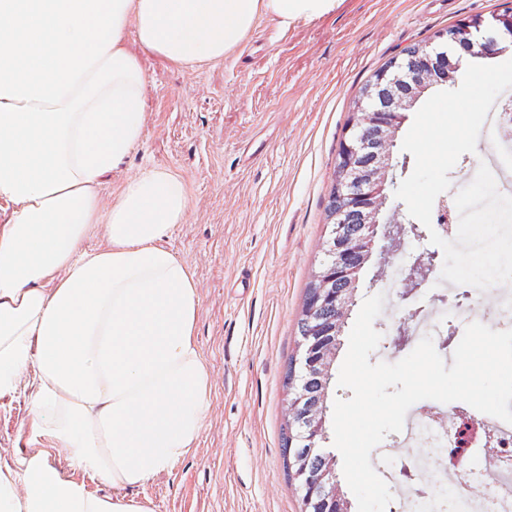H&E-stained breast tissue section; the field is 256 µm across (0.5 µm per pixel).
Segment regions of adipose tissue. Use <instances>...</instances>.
<instances>
[{
    "instance_id": "adipose-tissue-1",
    "label": "adipose tissue",
    "mask_w": 512,
    "mask_h": 512,
    "mask_svg": "<svg viewBox=\"0 0 512 512\" xmlns=\"http://www.w3.org/2000/svg\"><path fill=\"white\" fill-rule=\"evenodd\" d=\"M336 3L0 0V410L29 408L0 512H153L131 490L171 474L205 427L198 287L163 243L186 185L147 170L101 194L145 132L141 53L198 67L260 18L285 31Z\"/></svg>"
}]
</instances>
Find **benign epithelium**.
<instances>
[{"label": "benign epithelium", "mask_w": 512, "mask_h": 512, "mask_svg": "<svg viewBox=\"0 0 512 512\" xmlns=\"http://www.w3.org/2000/svg\"><path fill=\"white\" fill-rule=\"evenodd\" d=\"M488 29H495L512 40V12L494 14L489 19L475 16L461 21L450 32L437 35L436 45L454 42L464 46L471 57L492 58L503 48L495 40L483 36ZM426 55L429 62L424 69L415 66L400 69L394 62L378 72L374 81L360 91L354 104L337 167V188L342 205L333 215L336 227L333 228L332 244L336 261L315 273L318 285L307 300L306 312L315 318V325L310 336L298 346L297 362L304 372L327 370L335 356L337 338L353 299L333 294L330 285L339 277L358 283L363 262L372 253L379 215L388 199L386 184L392 167L395 132L402 113L414 107L421 95L434 84L436 74H441L447 83L453 79V72L461 68L460 58H442L433 49L426 51ZM351 208L364 218L361 226L364 233L354 244L342 232ZM330 300L336 304L334 324L315 317L318 305ZM304 399L300 390H290L288 413L302 420L299 435L308 450L320 453L321 442L326 439L325 418L303 413ZM294 479L304 492L302 512H349L350 502L337 488L334 465L315 471L299 460Z\"/></svg>", "instance_id": "1"}]
</instances>
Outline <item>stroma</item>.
Instances as JSON below:
<instances>
[{
	"label": "stroma",
	"instance_id": "stroma-1",
	"mask_svg": "<svg viewBox=\"0 0 512 512\" xmlns=\"http://www.w3.org/2000/svg\"><path fill=\"white\" fill-rule=\"evenodd\" d=\"M512 0H342L335 12L281 31L258 21L236 52L190 69L152 55L146 129L102 185L165 170L187 187L189 209L164 243L199 287L196 341L211 378L197 448L171 474L136 489L154 512H301V494L282 453L283 386L298 343L305 289L324 258L326 207L356 96L405 47ZM389 196L379 216L378 252H436L429 239H388L410 222ZM376 256L360 272L357 301L385 294L370 363L413 351L396 330L408 303L384 289Z\"/></svg>",
	"mask_w": 512,
	"mask_h": 512
}]
</instances>
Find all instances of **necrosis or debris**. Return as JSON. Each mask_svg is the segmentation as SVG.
I'll list each match as a JSON object with an SVG mask.
<instances>
[{"mask_svg":"<svg viewBox=\"0 0 512 512\" xmlns=\"http://www.w3.org/2000/svg\"><path fill=\"white\" fill-rule=\"evenodd\" d=\"M462 406L446 407L432 402L407 413L398 443L410 448L403 460H394L378 451L376 461L388 483L401 492V512H413L416 497L402 493V470H411L427 493L421 500L425 512H512V424L495 417H482L478 425L491 448L495 462L486 466L469 460L465 470L449 465L448 458L461 445L458 420ZM487 487L485 496H476L474 487Z\"/></svg>","mask_w":512,"mask_h":512,"instance_id":"necrosis-or-debris-1","label":"necrosis or debris"}]
</instances>
